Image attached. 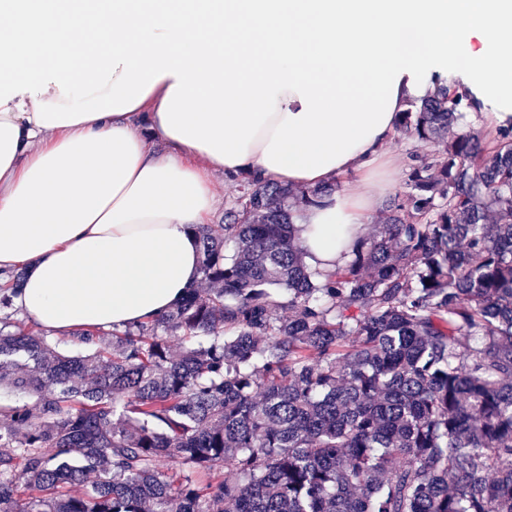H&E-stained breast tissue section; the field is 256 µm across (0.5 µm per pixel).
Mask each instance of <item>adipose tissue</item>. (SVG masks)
<instances>
[{"instance_id":"obj_1","label":"adipose tissue","mask_w":512,"mask_h":512,"mask_svg":"<svg viewBox=\"0 0 512 512\" xmlns=\"http://www.w3.org/2000/svg\"><path fill=\"white\" fill-rule=\"evenodd\" d=\"M0 270L53 336L161 317L200 279L221 172L351 189L305 206L344 263L401 167L407 103L452 67L512 125V0H0Z\"/></svg>"}]
</instances>
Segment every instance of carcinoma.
Listing matches in <instances>:
<instances>
[{"label":"carcinoma","mask_w":512,"mask_h":512,"mask_svg":"<svg viewBox=\"0 0 512 512\" xmlns=\"http://www.w3.org/2000/svg\"><path fill=\"white\" fill-rule=\"evenodd\" d=\"M476 108L438 77L408 102L436 151L331 273L291 210L337 185L247 180L161 318L82 356L0 327V383L35 396L0 415V512H512V130Z\"/></svg>","instance_id":"cac0c4a2"}]
</instances>
